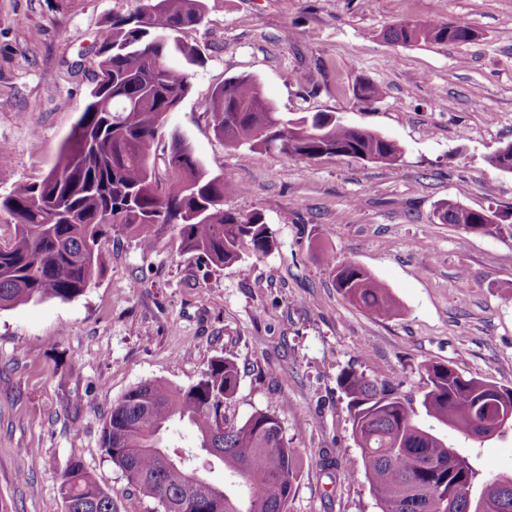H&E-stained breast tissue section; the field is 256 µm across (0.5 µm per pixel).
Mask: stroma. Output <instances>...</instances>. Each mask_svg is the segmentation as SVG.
Instances as JSON below:
<instances>
[{
	"mask_svg": "<svg viewBox=\"0 0 512 512\" xmlns=\"http://www.w3.org/2000/svg\"><path fill=\"white\" fill-rule=\"evenodd\" d=\"M51 6L0 0L2 196L56 165L91 88L95 36L130 0ZM406 18L463 22L477 37L388 41ZM190 42L205 64L160 143L179 134L232 185L224 209L262 213L276 245L218 268L183 251L173 227L150 248L119 234L84 295L0 310V512H63L59 482L75 459L117 512H163L109 460L102 422L131 388L191 386L220 356L241 370L228 420L276 413L303 460L288 512H377L343 370L390 381L416 405L428 363L512 387V237L437 218L448 201L512 211V172L488 162L512 144V0H212ZM245 74L286 116L330 112L394 141L398 163H304L225 144L210 95ZM362 82L380 88L378 101L356 98ZM331 255L388 288L398 314L344 299ZM420 422L483 477L512 474L511 432L473 441Z\"/></svg>",
	"mask_w": 512,
	"mask_h": 512,
	"instance_id": "35a3bbf8",
	"label": "stroma"
}]
</instances>
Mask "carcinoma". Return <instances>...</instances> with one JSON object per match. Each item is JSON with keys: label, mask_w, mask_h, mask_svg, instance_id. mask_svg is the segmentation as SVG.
Masks as SVG:
<instances>
[{"label": "carcinoma", "mask_w": 512, "mask_h": 512, "mask_svg": "<svg viewBox=\"0 0 512 512\" xmlns=\"http://www.w3.org/2000/svg\"><path fill=\"white\" fill-rule=\"evenodd\" d=\"M209 0H133L114 14L91 47L93 86L57 166L39 183L0 197V213L14 225L0 242V310L47 299L82 295L104 270L102 241L127 233L152 246L160 228L178 231L180 246L216 266L269 253L273 234L259 212L221 207L231 186L210 175L177 134L158 149L160 130L192 90V73L204 59L189 43L203 23ZM469 26L454 22H402L386 36L404 45L467 43ZM185 59L173 67L168 57ZM216 136L234 146L274 151L308 162L325 155L394 163L397 145L373 132L347 126L327 112L285 118L252 76L229 79L210 98ZM467 231L512 235V212L477 211L448 202L440 217ZM337 291L350 302L390 316L396 303L388 289L354 264L334 267ZM425 415L466 438L486 421L503 434L512 420L496 424L495 399L512 406V388L467 377L450 366L424 367ZM237 363L217 357L187 388L145 382L113 404L101 429L108 458L145 494L172 498L187 512H212L221 490L222 512H288L302 468L276 414L257 411L231 425L224 407L237 392ZM338 386L348 399L352 433L361 448L364 474L379 512H512V477L481 482L454 447L423 428L412 402L386 380L354 368ZM176 423L191 426L197 450L189 463L165 451ZM224 449L220 457L212 452ZM224 466L219 487L188 474ZM63 512H115L112 497L74 460L58 488Z\"/></svg>", "instance_id": "obj_1"}]
</instances>
